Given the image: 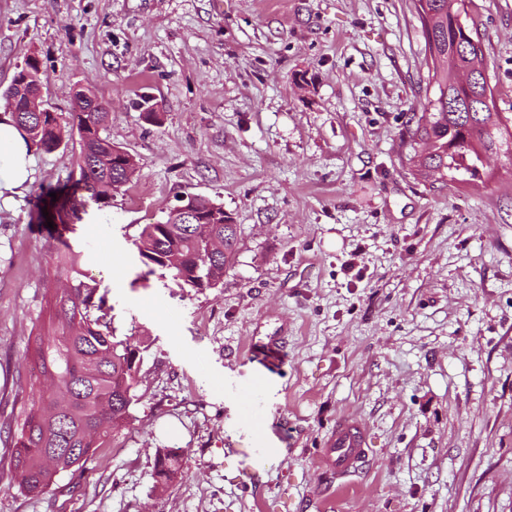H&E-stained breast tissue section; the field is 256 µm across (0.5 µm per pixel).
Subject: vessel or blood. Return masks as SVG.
<instances>
[{
	"instance_id": "vessel-or-blood-1",
	"label": "vessel or blood",
	"mask_w": 512,
	"mask_h": 512,
	"mask_svg": "<svg viewBox=\"0 0 512 512\" xmlns=\"http://www.w3.org/2000/svg\"><path fill=\"white\" fill-rule=\"evenodd\" d=\"M370 448L368 434L361 423L350 416H341L326 448L320 456L321 465L345 488L365 465Z\"/></svg>"
}]
</instances>
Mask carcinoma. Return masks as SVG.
Segmentation results:
<instances>
[{
	"mask_svg": "<svg viewBox=\"0 0 512 512\" xmlns=\"http://www.w3.org/2000/svg\"><path fill=\"white\" fill-rule=\"evenodd\" d=\"M416 9L431 60L428 85L433 92L421 111L412 113L410 161L424 177L432 172L453 180L463 172L475 177L471 165L477 159L512 149V131L499 113L476 107L481 78H466L474 57L461 50L468 37L477 36L467 22L466 0H416ZM76 96L81 110L70 113L64 124L58 117L39 122L25 96L15 102L12 118L30 146L53 152L73 135L79 137L77 188L54 199L40 194L48 212L45 217L37 211L40 224L48 217L60 219L89 200L107 204L123 187L113 158L119 146L101 135L108 113L92 91L80 90ZM179 204L185 213H169L142 228L135 240L141 263L146 274L158 276L168 288L187 293L216 288L237 253L238 225L223 205L205 197L186 194ZM54 262L57 270L73 274L74 284L50 296L49 323L28 337L25 353L51 384L31 399L21 428L11 436V480L34 496L51 492L60 473L81 469L105 447L109 433L126 428L140 362V347L114 334L105 295L82 280L78 257L68 244L55 249ZM181 470L179 455L158 452L157 483L170 482Z\"/></svg>",
	"mask_w": 512,
	"mask_h": 512,
	"instance_id": "carcinoma-1",
	"label": "carcinoma"
}]
</instances>
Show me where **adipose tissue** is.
Wrapping results in <instances>:
<instances>
[{
    "instance_id": "obj_1",
    "label": "adipose tissue",
    "mask_w": 512,
    "mask_h": 512,
    "mask_svg": "<svg viewBox=\"0 0 512 512\" xmlns=\"http://www.w3.org/2000/svg\"><path fill=\"white\" fill-rule=\"evenodd\" d=\"M32 181L31 149L12 116L0 110V203L12 202Z\"/></svg>"
}]
</instances>
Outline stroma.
I'll return each instance as SVG.
<instances>
[{"mask_svg": "<svg viewBox=\"0 0 512 512\" xmlns=\"http://www.w3.org/2000/svg\"><path fill=\"white\" fill-rule=\"evenodd\" d=\"M512 125V0H467ZM37 58L45 100L107 102L138 169L66 217L86 282L141 349L127 427L55 489L0 512H512V155L459 183L416 174L432 93L414 0H0V87ZM78 140L33 151L0 210V428L39 388L24 359L66 281L35 197L74 184ZM240 245L219 287L146 276L134 241L179 197ZM284 336L279 359L250 343ZM368 430L353 487L318 464L340 415ZM183 469L155 482L159 450Z\"/></svg>", "mask_w": 512, "mask_h": 512, "instance_id": "1", "label": "stroma"}]
</instances>
